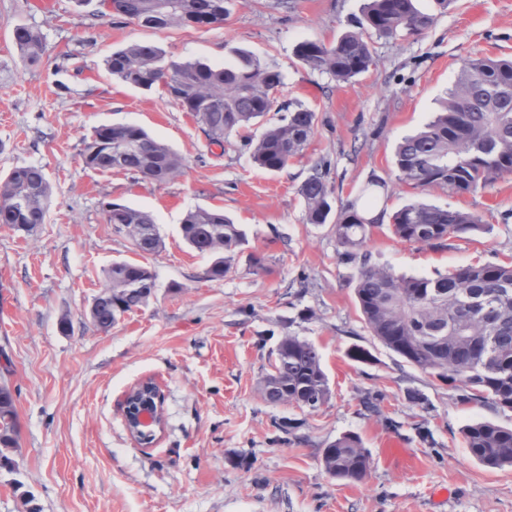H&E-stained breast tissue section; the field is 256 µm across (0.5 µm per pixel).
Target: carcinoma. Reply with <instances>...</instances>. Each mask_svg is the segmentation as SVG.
Masks as SVG:
<instances>
[{"instance_id":"carcinoma-1","label":"carcinoma","mask_w":512,"mask_h":512,"mask_svg":"<svg viewBox=\"0 0 512 512\" xmlns=\"http://www.w3.org/2000/svg\"><path fill=\"white\" fill-rule=\"evenodd\" d=\"M226 0H109L108 16L135 20L144 27H213L224 23ZM435 22L413 0H368L356 29L325 45L306 40L294 49L312 70L347 83L374 63L373 38L401 32L422 34ZM19 62H40L45 43L41 32L27 25L13 29ZM118 80L150 90L163 85L169 96L202 124L208 139L221 144L274 109L281 73L260 59L242 53L232 66L178 61L151 42H135L104 60ZM317 113L300 102L268 126L252 146L253 163L280 171L300 155L314 134ZM83 160L102 173L122 171L144 181L168 182L181 176L183 158L167 144L135 125H105L84 141ZM398 179L422 191L438 186L450 194L474 193L497 178L512 174V59L469 58L441 109L397 146ZM330 163L315 161L299 188L307 223L326 224L332 213ZM385 183L374 180L363 203L352 201L335 213L339 257L359 263L355 294L366 327L387 348L421 372L458 387L463 403L478 402L512 411V263L468 264L434 277L403 276L368 263L362 249L372 229L382 226L385 211L373 213ZM51 190L44 168L18 167L0 179V224L31 234L45 223ZM142 257L162 248L154 216L119 203L104 209ZM481 226L478 216L442 208L424 200L402 207L392 216V234L401 241L444 249L448 239ZM185 242L214 257L206 274L224 278L230 257L244 241L240 226L219 208L198 207L181 224ZM156 277L145 263L123 261L107 272L101 294L108 297L93 323L108 330L122 314L146 306ZM262 383L265 402L313 412L331 397L317 346L297 336L283 337L277 358ZM463 435L470 455L491 469L512 467V428L490 421L466 425ZM17 438L14 392L0 385V447L13 448ZM322 463L336 480L360 481L370 457L355 434H343L323 450Z\"/></svg>"}]
</instances>
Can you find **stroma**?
<instances>
[{
	"label": "stroma",
	"instance_id": "1",
	"mask_svg": "<svg viewBox=\"0 0 512 512\" xmlns=\"http://www.w3.org/2000/svg\"><path fill=\"white\" fill-rule=\"evenodd\" d=\"M52 2L0 0V177L40 165L52 187L46 221L32 235L0 224V348L11 359L6 381L19 425L11 464L0 466V512H512V468L484 467L461 434L476 421L511 427L512 411L459 402L448 383L371 336L356 266L340 260L332 225L307 223L298 193L324 158L334 209L374 179L386 184L378 208L392 213L415 200L396 176L395 146L437 111L464 60L512 57V0H416L433 27L376 40L375 65L346 84L301 64L294 49L354 29L364 0H228L223 25L209 30L94 24L98 0ZM19 24L44 37L37 65H15ZM141 41L179 60L227 66L243 50L280 71L278 101L318 114L302 157L278 172L257 168L246 138L210 144L163 88L112 78L106 56ZM113 124L142 126L168 144L184 158V175L159 184L88 168L84 139ZM426 198L483 224L444 249L374 229L364 246L371 264L432 277L512 262V175L464 195L433 187ZM109 202L153 213L164 248L146 260L157 284L148 305L104 332L88 308L112 264L136 258L105 221ZM198 207L224 209L246 234L224 279H207L210 258L182 238L184 216ZM286 336L312 341L322 355L331 398L317 411L273 407L261 395ZM357 345L368 361L350 358ZM145 377L165 394V430L150 447L131 440L120 406ZM368 396L379 414L363 410ZM345 433L359 435L370 456L358 482L322 466L323 449ZM394 440L410 464L384 457ZM442 488L449 496L440 502Z\"/></svg>",
	"mask_w": 512,
	"mask_h": 512
}]
</instances>
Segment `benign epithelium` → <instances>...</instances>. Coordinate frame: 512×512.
<instances>
[{"label": "benign epithelium", "instance_id": "7a95c632", "mask_svg": "<svg viewBox=\"0 0 512 512\" xmlns=\"http://www.w3.org/2000/svg\"><path fill=\"white\" fill-rule=\"evenodd\" d=\"M164 395L151 378L131 386L122 400L125 427L134 441L149 440L164 429Z\"/></svg>", "mask_w": 512, "mask_h": 512}]
</instances>
